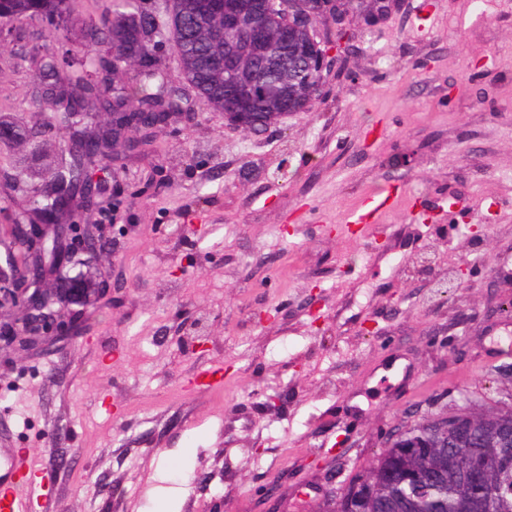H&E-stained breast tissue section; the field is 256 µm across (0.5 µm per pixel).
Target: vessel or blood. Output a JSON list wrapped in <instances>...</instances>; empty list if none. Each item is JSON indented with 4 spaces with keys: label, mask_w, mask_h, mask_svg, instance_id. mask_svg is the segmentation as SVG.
Segmentation results:
<instances>
[{
    "label": "vessel or blood",
    "mask_w": 512,
    "mask_h": 512,
    "mask_svg": "<svg viewBox=\"0 0 512 512\" xmlns=\"http://www.w3.org/2000/svg\"><path fill=\"white\" fill-rule=\"evenodd\" d=\"M394 193L383 187L369 196L352 223L361 224L390 207ZM58 502L50 476L30 451L0 448V512H57Z\"/></svg>",
    "instance_id": "vessel-or-blood-1"
}]
</instances>
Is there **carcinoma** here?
Returning a JSON list of instances; mask_svg holds the SVG:
<instances>
[{"instance_id": "carcinoma-1", "label": "carcinoma", "mask_w": 512, "mask_h": 512, "mask_svg": "<svg viewBox=\"0 0 512 512\" xmlns=\"http://www.w3.org/2000/svg\"><path fill=\"white\" fill-rule=\"evenodd\" d=\"M141 0H112L110 14L89 25L87 44L81 57L68 61L53 55L42 59L41 98L39 101L61 100L64 105L50 113L48 127L65 132L69 140L86 138L92 145L86 157L95 162H110L126 149L128 139L123 132L127 113L180 112L179 101L163 88L165 74L160 68L145 65L129 80L124 69V51L133 50L146 59L153 58L154 46L138 43L129 36L133 27L124 25L126 16L138 11ZM75 0H0V19L10 21L40 20L55 24V15L71 17ZM192 0H160V8L172 12L175 46L180 74L195 87L199 97L210 108L224 111L229 98L225 91L230 82L243 87L250 80L262 82L265 94L254 107L240 117L244 123L259 120L271 124L284 115L288 104L298 112L312 106L311 89L316 77L299 67L281 61L277 27L271 25L265 41L254 54L242 56L236 74L227 76L222 69L206 66L208 56H222L234 49L240 35L222 32L223 24L213 19H198L188 9ZM112 47V81L101 85L89 79L101 60L94 47ZM292 50L298 59L316 54L308 33H293ZM102 111L114 114L112 124L99 126L92 117ZM83 157L71 150L61 151L55 166L38 184L22 193L27 209L23 222L65 224L69 208L57 205L49 190L62 188L67 176L78 177ZM468 426L466 454L484 466L483 477L475 483L463 472L457 455L456 441L460 433L454 421L446 416L427 417L409 426L405 435L379 454L377 466L358 473L362 512H512V493L508 491L504 470L512 469V440L497 438L500 429L512 430V407L502 408L494 421L485 420L487 411L466 406ZM418 443L420 447L403 448L400 443Z\"/></svg>"}]
</instances>
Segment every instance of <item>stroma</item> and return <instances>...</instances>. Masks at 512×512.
Returning <instances> with one entry per match:
<instances>
[{
	"label": "stroma",
	"mask_w": 512,
	"mask_h": 512,
	"mask_svg": "<svg viewBox=\"0 0 512 512\" xmlns=\"http://www.w3.org/2000/svg\"><path fill=\"white\" fill-rule=\"evenodd\" d=\"M110 0H81L67 27L13 22L0 39V119L41 131L39 59L80 47ZM341 62L310 111L254 133L228 125L159 52L193 121L104 163L76 210L108 260L63 339L0 355V445L52 472L61 512H332L327 486L368 467L394 428L464 401L512 404V0H397L317 25ZM63 145L0 146V264ZM385 185L374 223L349 216ZM117 207L115 223L102 212ZM447 277L441 296L417 274ZM207 322L203 348L183 343ZM222 384L189 389L205 369Z\"/></svg>",
	"instance_id": "stroma-1"
}]
</instances>
